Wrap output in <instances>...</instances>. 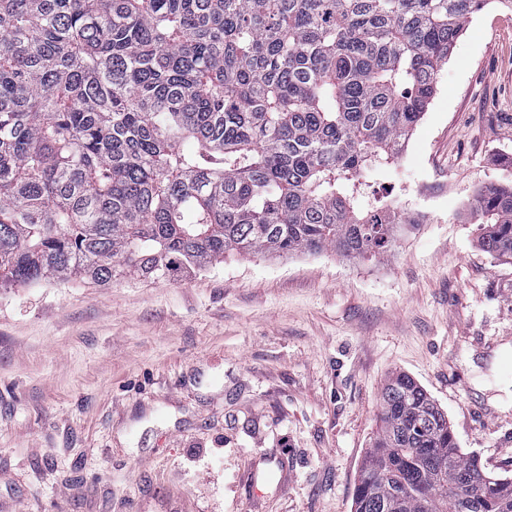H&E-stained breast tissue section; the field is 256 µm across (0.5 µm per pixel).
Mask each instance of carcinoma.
<instances>
[{"label":"carcinoma","instance_id":"1","mask_svg":"<svg viewBox=\"0 0 512 512\" xmlns=\"http://www.w3.org/2000/svg\"><path fill=\"white\" fill-rule=\"evenodd\" d=\"M487 0H0V290L389 251L395 165ZM512 257V181L481 186ZM354 512H512L409 375L384 385Z\"/></svg>","mask_w":512,"mask_h":512}]
</instances>
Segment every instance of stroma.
Returning a JSON list of instances; mask_svg holds the SVG:
<instances>
[{"mask_svg":"<svg viewBox=\"0 0 512 512\" xmlns=\"http://www.w3.org/2000/svg\"><path fill=\"white\" fill-rule=\"evenodd\" d=\"M510 115L512 11L490 0L369 179L428 213L388 253L0 291V512H352L395 371L512 477V258L470 222L477 189L512 178Z\"/></svg>","mask_w":512,"mask_h":512,"instance_id":"35a3bbf8","label":"stroma"}]
</instances>
